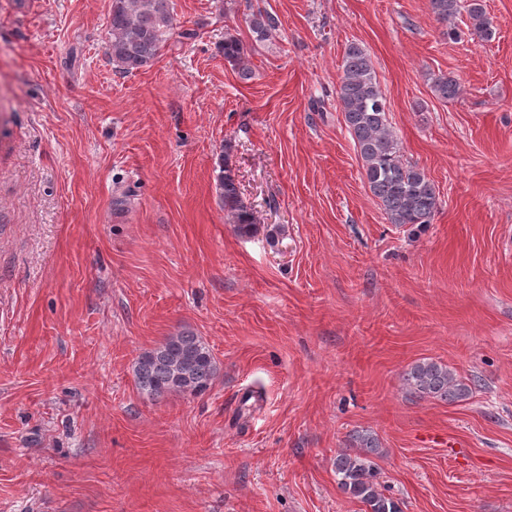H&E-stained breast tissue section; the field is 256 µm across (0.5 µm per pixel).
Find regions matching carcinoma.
<instances>
[{"label":"carcinoma","mask_w":512,"mask_h":512,"mask_svg":"<svg viewBox=\"0 0 512 512\" xmlns=\"http://www.w3.org/2000/svg\"><path fill=\"white\" fill-rule=\"evenodd\" d=\"M429 10L445 25L443 35L450 40L460 36L454 20L462 13L470 20L472 36L487 41L494 35L484 0H429ZM247 22L260 40L278 27L277 19L262 10L251 13ZM176 27L171 0H112L104 45L115 71L128 74L153 63ZM222 52L229 65L243 67L244 47L235 36L224 34ZM432 89L439 98L453 100L461 94L462 85L453 75L439 74L432 77ZM336 104L362 161L364 182L389 223L400 227L431 223L439 193L422 169L403 159L372 59L355 41L346 45L343 54ZM216 191L236 233L242 237L256 233L253 213L240 197L227 160ZM216 372L210 346L190 329L142 352L133 365L137 388L151 399L173 393L201 395ZM403 379L421 398L455 403L473 393L474 382L436 361L412 364ZM382 455L374 434L362 431L353 435L352 447L336 454L338 488L360 503L362 512H403V502L386 494L380 481L377 459Z\"/></svg>","instance_id":"carcinoma-1"}]
</instances>
